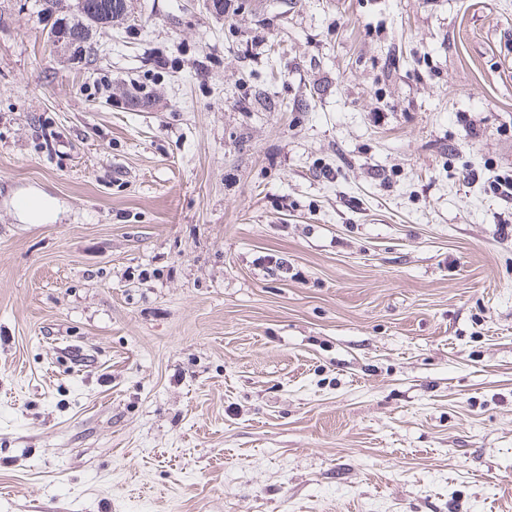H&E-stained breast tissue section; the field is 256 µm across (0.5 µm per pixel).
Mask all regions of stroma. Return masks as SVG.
<instances>
[{
	"mask_svg": "<svg viewBox=\"0 0 512 512\" xmlns=\"http://www.w3.org/2000/svg\"><path fill=\"white\" fill-rule=\"evenodd\" d=\"M30 3L0 512H512V0H129L91 66ZM26 207L21 209V216L29 222H39L48 218L54 208L53 202L40 195H31L28 197Z\"/></svg>",
	"mask_w": 512,
	"mask_h": 512,
	"instance_id": "obj_1",
	"label": "stroma"
}]
</instances>
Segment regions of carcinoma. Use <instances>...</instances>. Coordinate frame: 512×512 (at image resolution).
Segmentation results:
<instances>
[{
	"instance_id": "cac0c4a2",
	"label": "carcinoma",
	"mask_w": 512,
	"mask_h": 512,
	"mask_svg": "<svg viewBox=\"0 0 512 512\" xmlns=\"http://www.w3.org/2000/svg\"><path fill=\"white\" fill-rule=\"evenodd\" d=\"M37 16L51 21L50 28L63 31L66 49L86 64L98 59L94 31L112 27L126 16L127 0H34Z\"/></svg>"
}]
</instances>
